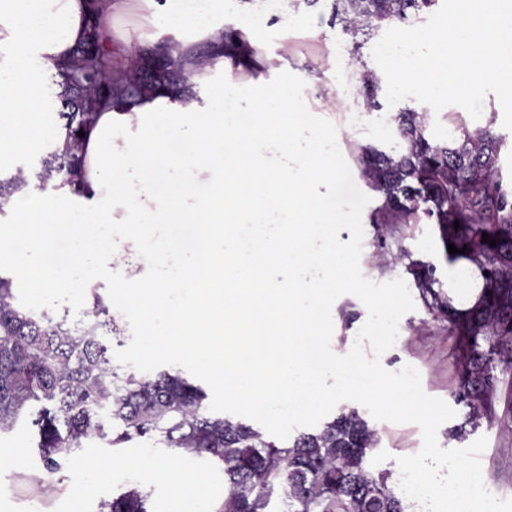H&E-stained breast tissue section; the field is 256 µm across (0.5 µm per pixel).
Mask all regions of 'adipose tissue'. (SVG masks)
Returning a JSON list of instances; mask_svg holds the SVG:
<instances>
[{
	"instance_id": "ef3b65f1",
	"label": "adipose tissue",
	"mask_w": 512,
	"mask_h": 512,
	"mask_svg": "<svg viewBox=\"0 0 512 512\" xmlns=\"http://www.w3.org/2000/svg\"><path fill=\"white\" fill-rule=\"evenodd\" d=\"M137 7L142 23L178 33L163 48L181 64L189 82H211L204 99L166 90L149 91L135 101L118 97L101 104L79 151L84 157L80 185L56 187L38 195L21 184L1 207L16 210L0 228V253L15 256L28 269L30 256L41 261V291L73 287L69 266L83 265L89 251L105 265L112 227L140 228L143 218L196 228L192 255L174 275L143 281L133 294H120L116 313L129 304L163 308L165 324L152 315L142 323L143 353L190 356L204 367L235 404L277 417V408L294 406L297 415L355 392L356 375L372 366L356 352H328L323 344L325 313L350 288L346 259L334 237L320 252L308 240L328 224L353 218L327 204L344 154L340 136H326L322 113L334 111L341 96L331 71L319 77L265 79L269 58L242 27L225 41L213 23L217 14L242 12V0H207L203 12L184 0H0V171L12 170L24 148L44 152L65 147L67 135L45 120L48 82H59L73 49L98 25L111 46L113 21ZM211 38L215 50L199 65L197 37ZM277 144L286 164L269 165L259 151ZM185 180L160 190L170 170ZM266 212L284 213L283 241L243 236L242 227ZM70 234L67 263L54 254V242ZM288 265L287 285L272 286L273 266ZM313 265L326 271L320 283L305 279ZM484 286L467 263L448 276V303L473 306ZM337 374L339 389L326 387ZM140 481L180 485L181 506L213 512L205 488L182 466L178 453L148 451L139 456Z\"/></svg>"
}]
</instances>
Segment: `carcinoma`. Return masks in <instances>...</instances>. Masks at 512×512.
Listing matches in <instances>:
<instances>
[{
  "label": "carcinoma",
  "mask_w": 512,
  "mask_h": 512,
  "mask_svg": "<svg viewBox=\"0 0 512 512\" xmlns=\"http://www.w3.org/2000/svg\"><path fill=\"white\" fill-rule=\"evenodd\" d=\"M437 2L333 0L332 13L356 37L384 24H409ZM62 77L56 121L68 142L65 150L43 158L42 184L54 174L64 183L77 179L83 166L78 132L93 119L95 101L176 83L171 72L147 81L139 68L117 80L96 30L75 50ZM445 119L444 138L429 130L424 115L412 109L398 113L397 147L387 152L370 145L361 162L362 174L383 194L381 223L427 219L438 226L443 244L465 249L445 253L447 261L474 264L485 283L477 304L458 312L435 291L434 269L410 267L423 299H431L428 308L442 313L456 336L452 397L466 412L452 432L463 439L482 419H492L500 393L497 368L512 352V180L503 174L508 143L495 130V117L474 128L459 112ZM90 296L95 322L73 332L48 313L23 306L15 278L0 273V435L30 426L43 473L69 471L89 437L106 439L113 448L156 437L168 448L220 465L224 499L215 512H274L278 502L284 512H405L389 474L369 466L375 431L358 411H342L285 441L269 440L250 424L212 413L206 392L178 372H115L98 331L117 335L120 329L97 289ZM99 512H152L150 492L136 482L101 501Z\"/></svg>",
  "instance_id": "carcinoma-1"
}]
</instances>
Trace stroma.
Returning a JSON list of instances; mask_svg holds the SVG:
<instances>
[{"label":"stroma","instance_id":"obj_1","mask_svg":"<svg viewBox=\"0 0 512 512\" xmlns=\"http://www.w3.org/2000/svg\"><path fill=\"white\" fill-rule=\"evenodd\" d=\"M250 13H261L262 0H249ZM248 12V13H249ZM266 13V12H263ZM312 13L324 27L329 40L339 49L329 55L323 43L304 35L289 36L287 10L266 13V20L257 22L254 37L262 52L269 56L280 72L297 70L312 76L321 69L335 71L341 85L342 97L338 102L350 129L343 137L348 146L345 166L336 184L333 203L359 215L373 213L382 204V198L364 179L359 157L362 144L383 143L394 127L397 113L407 108L425 113L433 132L446 134L448 123L443 114L432 112L430 106L406 98L395 105H386V89L378 87L377 99L381 106L370 110L364 89L367 74H379L380 69L372 57V50L381 38V31H372L363 45H356L351 35L331 21V0H315ZM360 256L362 275L373 282L382 283L396 278L403 279L415 303L413 311L406 313L399 322V335L395 344L381 357L383 367L396 372L405 365L414 366L421 375L424 392L432 397L450 401L455 381L456 357L454 340L448 334L447 321L432 313L425 304L419 287L409 272L411 263L421 262L434 266L440 284H447L449 263L438 229L433 224H367ZM170 227L166 224L149 225L147 233L134 236L122 225L112 229V260L102 271L91 277V285L100 289L104 298L117 296L119 289L138 287L140 280L165 271L175 272L182 264L178 244L168 240ZM0 267L9 269L16 278L21 303L37 311L53 314L68 313L76 319L88 313L91 302L87 291L60 288L39 295L31 276L21 272L14 258L0 256ZM334 333L331 347L343 349L354 343L367 319L365 306L356 297L341 296L332 307ZM462 415H455L438 429L437 441L441 448L457 449L472 444L479 437H486L488 445L481 457L482 477L486 488L501 498H512V422L482 423L476 432L457 440L451 435L454 425L462 422ZM378 444L371 453L369 463L378 471L390 474V485H398L400 469L398 457L416 454L422 447V434L417 425L373 421ZM164 451L165 446L152 438H141L124 448H112L107 440L93 438L86 441L76 455L75 463L65 480L45 477L43 486L49 492L41 505L43 512H71L72 503L65 494L68 483L78 480L92 469L113 456L136 458L143 449ZM38 461L34 455L25 457L22 471H0V512H30L32 488L27 474L37 472Z\"/></svg>","mask_w":512,"mask_h":512}]
</instances>
